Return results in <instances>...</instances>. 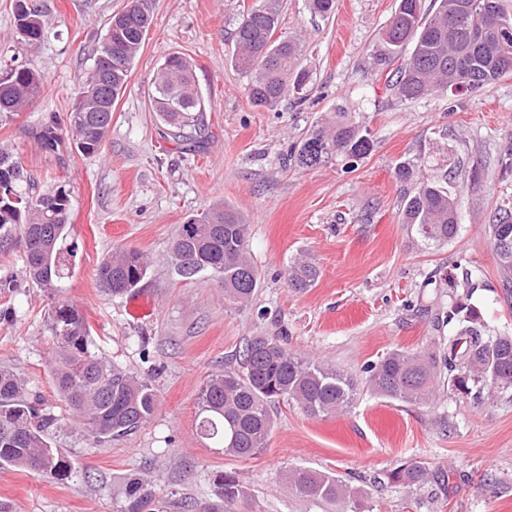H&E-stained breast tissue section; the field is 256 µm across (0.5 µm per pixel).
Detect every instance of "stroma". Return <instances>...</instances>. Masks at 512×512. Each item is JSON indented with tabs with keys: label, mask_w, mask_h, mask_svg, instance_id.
<instances>
[{
	"label": "stroma",
	"mask_w": 512,
	"mask_h": 512,
	"mask_svg": "<svg viewBox=\"0 0 512 512\" xmlns=\"http://www.w3.org/2000/svg\"><path fill=\"white\" fill-rule=\"evenodd\" d=\"M255 0H154L153 23L127 89L112 108L100 152H79L71 135L46 153L34 133L48 117L67 125L79 81L112 13L124 0H40L44 37L18 44L15 0H0V70L41 74V94L23 112H0V147L35 180V193L64 187L70 199V273L46 290L25 271L21 245L0 248V366L29 379L65 449L69 479L0 467V512H116L126 483L140 474L168 512L184 503L216 504L224 475L249 492L236 512H343L338 503L302 498L285 485L293 467L336 474L366 490L365 512H512V392L482 403L445 386L429 405L357 394L344 414L313 418L300 407L272 404L275 425L257 455H225L201 437L197 397L207 376L239 366L247 340L285 335L292 352L360 376L388 351L434 350L448 338L437 321L453 295L469 292L490 334L512 333V300L489 239L492 215L512 200V75L467 93L405 101L386 84L388 55L380 37L396 0H335L330 16L311 0H282L279 30L298 37L310 76L305 103L287 97L274 107L251 103L249 73L231 58L235 18ZM190 58L207 102L200 149L162 138L148 89L165 55ZM356 112L372 139L370 152L303 169L285 159L289 147L336 105ZM427 159L435 175L452 171L458 187V232L441 245L422 241L402 220L413 183L395 179L396 163ZM216 205L239 210L260 286L245 307L225 304L207 272L180 276L170 247L180 224ZM123 248L149 260L131 294L99 288V264ZM313 258L319 276L297 291L289 265ZM151 315L134 316L133 298ZM83 312L95 349L116 366L151 382L154 416L137 432L95 442L54 393L47 320L55 301ZM425 460L444 482L409 490L385 473Z\"/></svg>",
	"instance_id": "1"
}]
</instances>
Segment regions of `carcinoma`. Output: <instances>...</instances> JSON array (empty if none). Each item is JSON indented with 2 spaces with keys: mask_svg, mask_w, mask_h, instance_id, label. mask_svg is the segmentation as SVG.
Masks as SVG:
<instances>
[{
  "mask_svg": "<svg viewBox=\"0 0 512 512\" xmlns=\"http://www.w3.org/2000/svg\"><path fill=\"white\" fill-rule=\"evenodd\" d=\"M397 0L383 32L394 71L393 90L415 100L450 90L474 91L512 73V4L509 0ZM14 17L20 44L33 46L44 33V13L35 0H21ZM280 0H257L243 11L235 30L233 59L252 75L249 96L256 106L271 107L286 96L300 102L310 98L308 72L299 68L300 43L292 36H275ZM153 18L152 0H131L109 18L103 41L90 72L81 81L69 115V131L85 154L98 152L112 124V107L125 91L131 65L139 55ZM408 55H402L407 44ZM43 81L29 68L12 69L0 78V112H22L42 91ZM153 111L167 135L177 141L202 138L204 102L193 64L170 54L160 65L151 91ZM62 128L54 120L39 127L38 139L46 150L59 146ZM372 148L369 131L352 113L336 108L290 149L302 168L324 165L336 156L358 160ZM425 159L398 163L396 179L414 181L404 201L403 223L431 244H443L458 231L457 193L448 179L424 174ZM27 182L21 162L0 149V244L13 239L25 253L26 274L41 288L63 278L70 225L65 189L25 196ZM489 235L498 265L512 275V203L497 210ZM171 262L184 277L209 271L224 288V301L238 306L251 303L259 274L248 257V225L228 206L210 208L179 225L171 246ZM147 270L145 257L134 249L105 258L97 269L102 290L122 296L135 288ZM317 266L298 261L288 267V285L298 291L312 287ZM452 328L438 353L400 348L367 365L365 385L372 393L409 405L431 401L439 384L448 382L462 394L489 399L512 390V334L491 336L480 309L469 294L455 295L445 312ZM49 331L53 342L50 376L55 390L73 418L97 442L136 432L155 413L157 395L152 385L118 367L94 350L85 316L71 302L53 306ZM358 382L353 376L316 359L293 353L273 336L257 335L247 343L238 371L208 378L198 394L199 430L224 448L227 456L247 458L265 447L272 429L270 405L290 401L314 418L345 411ZM59 418L41 407L29 383L13 370L0 367V467H22L65 479L71 462L49 442V430ZM392 483L412 489L431 482L435 472L426 461H409L387 471ZM288 488L312 499L344 503L357 512L365 491L335 475L304 467L285 474ZM221 497L225 509L244 502L247 489L233 475H224ZM119 512H164L148 481L129 478Z\"/></svg>",
  "mask_w": 512,
  "mask_h": 512,
  "instance_id": "obj_1",
  "label": "carcinoma"
}]
</instances>
